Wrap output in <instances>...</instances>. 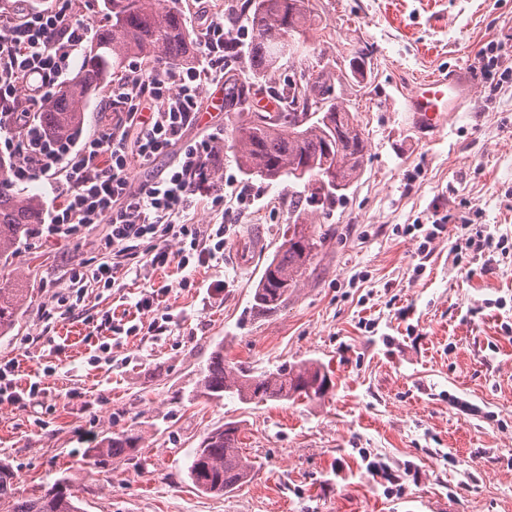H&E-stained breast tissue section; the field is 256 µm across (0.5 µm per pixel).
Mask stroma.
I'll return each mask as SVG.
<instances>
[{"instance_id":"35a3bbf8","label":"stroma","mask_w":512,"mask_h":512,"mask_svg":"<svg viewBox=\"0 0 512 512\" xmlns=\"http://www.w3.org/2000/svg\"><path fill=\"white\" fill-rule=\"evenodd\" d=\"M321 19L305 63L284 62L271 86L307 65L323 70L330 97L347 101L369 155L345 197L314 225L326 241L297 291L269 318L250 317L252 292L294 216L288 185L238 169L228 144L216 176L254 195L249 206L212 205L199 189L189 223L225 224L224 256L191 272L145 268L111 288L89 282L81 310L56 298L71 270L105 255L104 226L71 242L33 232L9 260L27 294L0 362L16 361L22 398L0 404V463L23 495L71 480L84 512H512V254L457 253L455 227L421 258L405 225L467 215L512 239V0H305ZM498 45L496 67L479 55ZM372 52L363 83L336 63ZM461 70L475 102L434 131L414 127L407 99L420 78ZM203 89L198 123L184 141L231 131L237 118ZM169 286L171 322L138 336L91 319L147 324L136 310L145 284ZM254 371L315 361L331 384L323 397L255 406L200 394L216 346ZM43 381L34 398L26 390ZM240 426L251 478L206 494L188 467L202 436ZM138 434L139 448L99 454L104 438ZM389 477L372 476L367 460Z\"/></svg>"}]
</instances>
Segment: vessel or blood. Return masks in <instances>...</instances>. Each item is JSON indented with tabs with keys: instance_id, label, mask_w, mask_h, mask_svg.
I'll use <instances>...</instances> for the list:
<instances>
[{
	"instance_id": "vessel-or-blood-1",
	"label": "vessel or blood",
	"mask_w": 512,
	"mask_h": 512,
	"mask_svg": "<svg viewBox=\"0 0 512 512\" xmlns=\"http://www.w3.org/2000/svg\"><path fill=\"white\" fill-rule=\"evenodd\" d=\"M472 87L458 71L445 76H428L419 80L408 99V110L422 125L439 126L450 112H458L472 103Z\"/></svg>"
}]
</instances>
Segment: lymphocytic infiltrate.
I'll list each match as a JSON object with an SVG mask.
<instances>
[{
	"mask_svg": "<svg viewBox=\"0 0 512 512\" xmlns=\"http://www.w3.org/2000/svg\"><path fill=\"white\" fill-rule=\"evenodd\" d=\"M92 33L77 0H50L0 18V134L14 132L23 85L37 79L32 102L42 103L63 84ZM248 37L243 20L228 26L218 19L206 21L197 31L198 65L148 76L135 64L113 81L116 117L110 128L80 142H58L32 126L10 151L14 180L43 181L52 198L43 222L46 237L71 240L93 225L107 227L108 257L92 267L74 268V290L57 299L66 312L79 308L84 282L108 288L137 266L174 263L184 270L223 252L224 227L202 232L186 219L199 187L214 178L212 160L221 134L186 143L181 137L199 118L203 84L224 77L225 43L240 44ZM176 144L181 147L176 165L132 190V163L150 164Z\"/></svg>",
	"mask_w": 512,
	"mask_h": 512,
	"instance_id": "lymphocytic-infiltrate-1",
	"label": "lymphocytic infiltrate"
}]
</instances>
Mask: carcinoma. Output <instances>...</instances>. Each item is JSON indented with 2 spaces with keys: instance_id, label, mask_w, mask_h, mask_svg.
Wrapping results in <instances>:
<instances>
[{
  "instance_id": "cac0c4a2",
  "label": "carcinoma",
  "mask_w": 512,
  "mask_h": 512,
  "mask_svg": "<svg viewBox=\"0 0 512 512\" xmlns=\"http://www.w3.org/2000/svg\"><path fill=\"white\" fill-rule=\"evenodd\" d=\"M107 24L97 27L77 71L57 93L45 99L35 126L56 141L73 140L82 131L91 93L110 83L130 60L151 65V72L170 71L195 61L196 42L174 0H103ZM244 13L255 36L242 51L236 44L224 47L229 84L228 106L242 108L252 95L250 86L232 75L235 63L245 56L256 79L280 68L285 57L300 53L318 16L305 0H246ZM294 39L288 48V38ZM323 95V108L312 117L306 109ZM322 77L311 83L295 81L274 88L281 111L240 112L232 130L230 148L238 168L263 180L288 181V207L296 213L254 288L250 313L254 317L278 312L299 287L324 237L310 233L302 202L327 207L341 200L332 186L344 188L358 179L367 156V140L349 106L324 97ZM44 221V203L36 195L15 189L0 161V337L17 319L22 289L14 287L8 260L33 225ZM327 372L315 362L286 364L260 372L224 361V346L213 352L198 381L210 399L238 400L265 405L322 397ZM239 426L228 422L207 432L193 452L189 475L193 484L208 493L231 492L250 479L251 466L239 454ZM139 436L121 433L101 441L98 452L116 456L138 447ZM0 512H81L80 499L70 481H59L40 495H20L15 472L0 464Z\"/></svg>"
}]
</instances>
